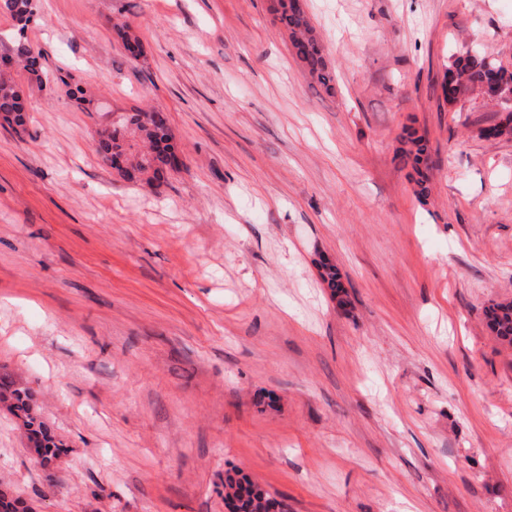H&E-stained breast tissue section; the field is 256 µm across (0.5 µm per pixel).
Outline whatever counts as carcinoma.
I'll return each instance as SVG.
<instances>
[{
  "label": "carcinoma",
  "mask_w": 512,
  "mask_h": 512,
  "mask_svg": "<svg viewBox=\"0 0 512 512\" xmlns=\"http://www.w3.org/2000/svg\"><path fill=\"white\" fill-rule=\"evenodd\" d=\"M0 9L20 24L21 32L33 14L32 0H0ZM272 11L288 33L306 73L325 91H332L335 81L333 68L303 7L296 6L295 0H274ZM115 30L131 56L140 55L141 41L130 33V27L122 23L115 25ZM14 57L29 74L40 76V55L25 43H17ZM494 75L501 81H512V71L498 65L491 52L466 47L448 61L443 84L444 100L450 103L462 94L476 92ZM26 112L25 101L10 74L0 71V114L5 120L22 127L26 124ZM171 140L166 112L149 107L113 124L111 131L101 134L95 141V149L112 161V168L123 178L159 188L166 182L168 173L178 166V155ZM406 145L407 148L402 150L403 161L420 169L428 156L427 139L413 132L408 134ZM485 318L498 338L512 344V302L490 304L485 309ZM2 393L12 396L18 410L26 412L30 409L31 395L13 387L6 377L0 378ZM225 480L228 487L242 486L247 494V497L238 499L232 512H262L258 501L270 498L268 493L235 469L225 471Z\"/></svg>",
  "instance_id": "carcinoma-1"
}]
</instances>
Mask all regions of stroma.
I'll return each instance as SVG.
<instances>
[{"mask_svg": "<svg viewBox=\"0 0 512 512\" xmlns=\"http://www.w3.org/2000/svg\"><path fill=\"white\" fill-rule=\"evenodd\" d=\"M270 5L36 0L42 78L12 69L27 123L0 122V373L62 452L0 409L26 512H225L231 468L288 512H512L484 315L512 302V138L441 91L465 46L512 70V0H306L330 93ZM151 106L183 157L158 188L94 146ZM407 148L402 150V159L406 163H411L413 167L422 175V179L418 180L420 187L419 193L424 195L427 191L426 180L423 173L420 172V165H422L428 156V141L424 136H418L416 132L409 133L406 139Z\"/></svg>", "mask_w": 512, "mask_h": 512, "instance_id": "1", "label": "stroma"}]
</instances>
